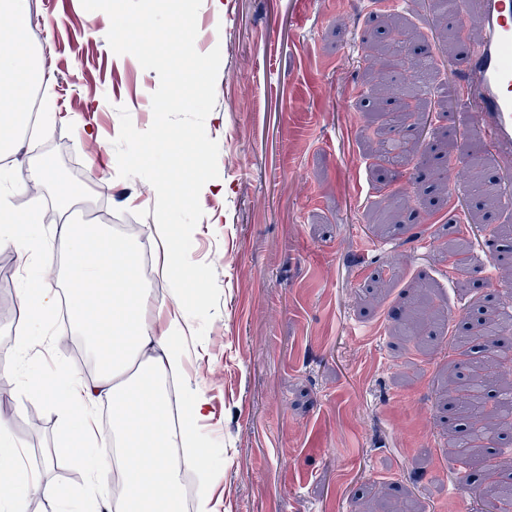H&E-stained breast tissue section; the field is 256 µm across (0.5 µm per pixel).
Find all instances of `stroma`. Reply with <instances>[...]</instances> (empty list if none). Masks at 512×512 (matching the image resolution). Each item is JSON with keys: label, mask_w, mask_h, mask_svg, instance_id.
Segmentation results:
<instances>
[{"label": "stroma", "mask_w": 512, "mask_h": 512, "mask_svg": "<svg viewBox=\"0 0 512 512\" xmlns=\"http://www.w3.org/2000/svg\"><path fill=\"white\" fill-rule=\"evenodd\" d=\"M223 32L212 12L197 15L199 52L221 50L216 103L205 121L219 145L223 194L193 197L168 222L204 272L200 296H187L194 339L177 401L209 399L214 414L198 424L207 443L217 512H462L453 491L457 462L448 448V367L454 317L478 300L512 306L484 280L448 272L439 252L424 251L422 233L447 208L433 207L419 175L470 178L474 155L488 174L480 136L449 125L456 97L426 89L430 127L399 172L379 169L367 141L378 123L360 96L371 47L389 15L416 30L448 75V53L433 26L432 0L371 11V0H321L298 23L294 0H223ZM29 38L52 78L38 84L56 118L20 134L0 172L26 171L51 158L77 193L72 220L139 224L138 252L158 258L146 227L157 220L149 184L118 175L114 141L119 107L138 130L150 127L156 71L115 54L99 12L81 0H29ZM444 108H437V101ZM453 143L459 157L433 153ZM460 235L469 262L501 258L503 244L467 223ZM379 248L366 252L362 241ZM434 289L414 314L416 332L401 335L389 313L417 284ZM18 260L0 248V352L23 335L17 314ZM449 318L435 322L432 307ZM78 365L94 375L85 340L53 328L29 370L0 368V415L25 462L53 483L81 490L84 474L44 460L62 420L35 401L15 406L26 373Z\"/></svg>", "instance_id": "1"}]
</instances>
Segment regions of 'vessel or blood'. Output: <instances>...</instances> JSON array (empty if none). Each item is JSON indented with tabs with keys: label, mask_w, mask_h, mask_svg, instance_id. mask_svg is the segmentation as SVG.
Here are the masks:
<instances>
[{
	"label": "vessel or blood",
	"mask_w": 512,
	"mask_h": 512,
	"mask_svg": "<svg viewBox=\"0 0 512 512\" xmlns=\"http://www.w3.org/2000/svg\"><path fill=\"white\" fill-rule=\"evenodd\" d=\"M477 19L478 43L461 40L451 71L467 128L482 133L499 166L498 194L503 212L512 211V0H457L439 25Z\"/></svg>",
	"instance_id": "b4317fda"
}]
</instances>
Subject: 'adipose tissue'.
<instances>
[{
    "instance_id": "obj_1",
    "label": "adipose tissue",
    "mask_w": 512,
    "mask_h": 512,
    "mask_svg": "<svg viewBox=\"0 0 512 512\" xmlns=\"http://www.w3.org/2000/svg\"><path fill=\"white\" fill-rule=\"evenodd\" d=\"M0 133L26 129L33 88L47 70L28 39L30 18L27 0H0ZM51 162L41 161L21 179L31 190L30 206L15 211L0 193V247L15 252L22 273L19 312L28 327L16 337L8 358L17 365L30 362L31 329L50 324L65 313L74 333L83 337L100 366L95 377L62 365L34 376L27 395L58 412L64 422L56 435L52 456L82 470L86 485L80 496L86 506L104 512H178L180 476L192 469L200 475L195 512H216L210 490L208 450L197 425L209 418L208 400L195 396L183 404L180 422L169 412L166 383L183 373V339L188 314L181 300L200 289L203 272L171 225H150L149 234L161 249L160 277L170 286V299L153 302L139 274L138 255L131 239L114 232L69 220L73 190ZM54 187V203L65 214L57 231L66 244L64 265L48 257L40 241L27 234L39 223L41 186ZM173 307L162 331L146 318L150 304ZM112 408V427L97 423L101 403ZM10 423L0 416V473L8 475V492L0 493V512H28L32 501L56 502L68 489L54 485L25 465L9 435ZM117 470L122 481L119 500H112L105 482L108 470Z\"/></svg>"
}]
</instances>
